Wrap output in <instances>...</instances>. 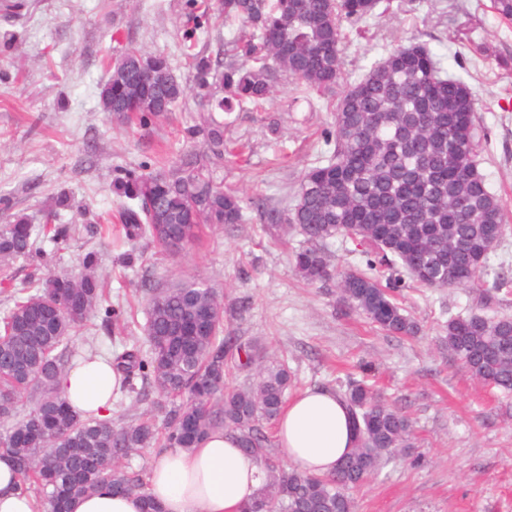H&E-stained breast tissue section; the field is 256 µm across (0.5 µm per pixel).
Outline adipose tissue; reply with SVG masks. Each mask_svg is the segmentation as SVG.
<instances>
[{
  "mask_svg": "<svg viewBox=\"0 0 512 512\" xmlns=\"http://www.w3.org/2000/svg\"><path fill=\"white\" fill-rule=\"evenodd\" d=\"M120 377L103 359L68 369L59 387L81 414L105 415ZM284 457L299 470L318 476L334 473L355 446L346 402L335 392L309 388L288 399L275 422ZM262 487L258 461L244 454L223 431L211 433L189 449L171 448L154 462L148 492L162 512H243ZM0 512H38L36 497L20 486L14 458L0 450ZM71 512H144L138 495H119L109 487L73 501Z\"/></svg>",
  "mask_w": 512,
  "mask_h": 512,
  "instance_id": "adipose-tissue-1",
  "label": "adipose tissue"
}]
</instances>
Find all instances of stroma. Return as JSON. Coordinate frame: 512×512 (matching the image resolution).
Returning a JSON list of instances; mask_svg holds the SVG:
<instances>
[{
	"label": "stroma",
	"mask_w": 512,
	"mask_h": 512,
	"mask_svg": "<svg viewBox=\"0 0 512 512\" xmlns=\"http://www.w3.org/2000/svg\"><path fill=\"white\" fill-rule=\"evenodd\" d=\"M388 2L375 19L344 23V72L366 73L392 47L428 44L474 92L479 171L512 216V21L501 20L491 0ZM189 31L197 50L213 55L240 26L195 30L186 0H0V225L19 214L43 223L55 197L68 193L60 221L72 225L70 238L36 245L59 273L98 253L104 296L125 309L109 332L92 317L75 338L79 354L121 353L144 336L149 289L202 279L224 296L225 330L284 361L297 391L363 381L410 417L412 448L351 490L355 512H512V397L476 384L440 345L450 317H512V291L485 306L477 288L408 285L401 302L419 332L392 336L342 305L335 283L302 281L292 259L303 236L268 230L250 206H293L304 174L324 160L323 136L344 86L309 91L282 73L260 106L217 113L225 142L249 146L244 158L228 155L213 167L214 179L245 202V223L204 229L175 256L146 239L124 242L117 225L104 245L98 228L122 203L112 190L119 170L157 171L203 145L187 133L199 111L196 73L183 52ZM7 33L13 42H4ZM131 46L166 56L185 90L174 112L145 126L99 103L107 61ZM127 253L133 264H123Z\"/></svg>",
	"instance_id": "35a3bbf8"
}]
</instances>
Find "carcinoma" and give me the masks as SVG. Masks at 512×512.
Segmentation results:
<instances>
[{
	"label": "carcinoma",
	"mask_w": 512,
	"mask_h": 512,
	"mask_svg": "<svg viewBox=\"0 0 512 512\" xmlns=\"http://www.w3.org/2000/svg\"><path fill=\"white\" fill-rule=\"evenodd\" d=\"M380 0H206L195 28L212 17L240 21L245 31L232 45L228 63L202 52L190 53L199 87L209 80L224 86V97L209 100L188 133L203 134L205 154L189 156L169 170H122L116 192L133 201L122 204L118 219L126 240L150 239L171 252V239L190 245L206 227L241 224L242 200L224 191L208 165L224 161V125L213 112H231L267 100L280 72L310 90L335 87L342 76L341 22L376 15ZM166 76L133 87L127 67ZM112 111L140 112L147 123L169 112L184 90L168 59L129 48L112 59ZM333 146L325 165L305 174L287 215L270 209V224L285 222L310 246L294 257L296 274L309 284L338 278L340 300L381 330L414 336L416 321L398 295L399 276L328 268L322 246L336 237L368 247L367 267L399 264L421 288L471 286L490 291L512 288V278L496 275L483 288L490 252L505 232L501 200L479 172L480 134L476 98L461 78L448 75L427 44L415 42L387 51L344 91L334 115ZM68 224H47L55 244L70 237ZM33 225L25 217L0 226V259L29 257L35 251ZM97 254L87 253L80 268L48 273L37 284L15 290L14 306L0 319V447L15 458L22 488L44 497L47 512H70L71 502L108 484L121 494L137 493L145 512H161L139 472L123 460L164 439L168 448H190L215 430L235 435L240 448L255 457L265 482L244 512H354L349 489L374 475L410 447L413 426L407 416L376 399L371 387L351 381L340 395L348 403L357 431L356 446L327 477L283 466L265 425L276 421L295 377L288 365L266 360L233 336L224 335V299L196 280L153 289L146 308V346L133 345L115 356L120 389L153 402L164 414L165 432L152 419L117 426L110 417H83L62 396L58 378L71 365L72 336L97 310L104 326L118 322L122 308L104 307L96 272ZM209 311L193 336L181 328L195 310ZM441 343L477 382L512 395V318L480 314L448 319ZM250 369L248 385L224 389V372ZM141 380L136 387L135 380ZM35 407L17 420L23 395Z\"/></svg>",
	"instance_id": "1"
}]
</instances>
